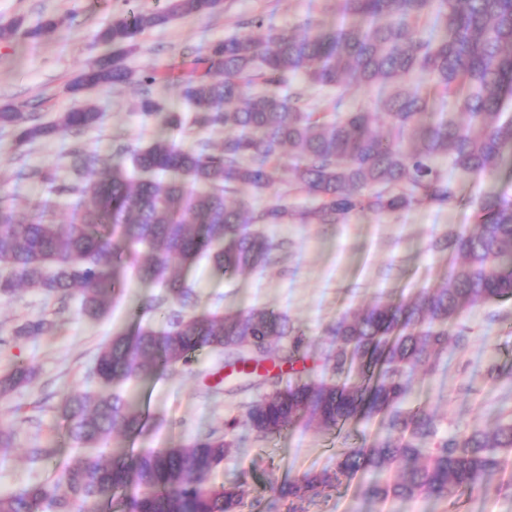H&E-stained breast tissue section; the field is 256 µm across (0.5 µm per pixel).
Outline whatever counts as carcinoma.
Listing matches in <instances>:
<instances>
[{
  "label": "carcinoma",
  "mask_w": 512,
  "mask_h": 512,
  "mask_svg": "<svg viewBox=\"0 0 512 512\" xmlns=\"http://www.w3.org/2000/svg\"><path fill=\"white\" fill-rule=\"evenodd\" d=\"M219 5L220 0H170L161 12L113 16L97 33L110 52L83 68L68 91L83 96L106 85L155 83L157 71L137 76L124 65L126 51L147 29L205 15ZM61 24L49 17L25 29L14 20L0 24V40L20 35L37 41ZM250 26L258 33L211 44L206 73L182 84L193 123L228 130L219 150L184 151L166 140L123 145L119 157L144 173L134 179L120 162L97 168L99 159L76 147L69 183L55 184L49 169L23 173L70 201L66 221L51 219L45 205L20 212L0 199V301L27 287L48 299L76 298L80 312L96 320L109 310L124 249L140 246L132 261L138 277L164 288L151 306H180L165 329L139 326L100 350L92 375L102 388L74 392L61 406L69 436L79 446L96 447L116 430H142V413L112 392L115 381L148 378L158 367L185 363L208 347L224 352L226 363L246 375L252 374L250 366H292L305 354L303 332L272 311L183 315L194 292L176 267L209 253L225 273L263 268L284 242L251 226L294 219L339 224L354 214L406 210L419 202L449 206L456 193L442 178L440 162L462 175L485 177L512 159V118L502 113L512 98V0H336L334 21L307 17L285 30L258 18ZM300 73L313 85L336 90L337 110L347 83L376 88L380 96L372 110L327 120L313 111L301 88L278 92ZM415 74L430 91L408 85ZM447 98L453 100L451 112L435 105ZM103 117L88 100L50 124L37 122L22 105L0 106V125L13 128L19 147L78 135ZM286 149L292 153L293 188L316 195V206L297 213L281 198L262 209L228 202L240 187L263 190L277 183ZM474 206L476 231H451L433 243L451 255L443 286L345 313L328 327L333 371L356 369L357 381H300L280 389L276 376L263 375L262 383L273 389L248 406L244 419L258 437L279 434L303 416L328 430L359 416H378L386 431L367 448L336 454L333 473L309 472L279 487V497L312 502L332 480L361 473L369 477L365 494L372 499L453 504L463 490L512 463V423L440 438L424 409L403 408L408 377L417 367L449 340L465 341L462 331L451 332L464 312L512 301V200L483 198ZM56 330L55 321L42 317L16 334L52 336ZM274 340L288 341L283 354L270 352ZM32 375L25 366L1 375L0 399ZM233 451L231 441L211 431L159 452L118 454L108 461L87 454L62 472L66 491L56 484L30 485L0 496V512H99L130 487L137 493L124 500L125 512H240L245 480L207 485ZM395 466L400 473L392 476Z\"/></svg>",
  "instance_id": "obj_1"
}]
</instances>
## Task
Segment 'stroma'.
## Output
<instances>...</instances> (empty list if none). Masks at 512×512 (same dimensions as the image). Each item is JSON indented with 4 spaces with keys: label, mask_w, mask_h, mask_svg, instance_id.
I'll use <instances>...</instances> for the list:
<instances>
[{
    "label": "stroma",
    "mask_w": 512,
    "mask_h": 512,
    "mask_svg": "<svg viewBox=\"0 0 512 512\" xmlns=\"http://www.w3.org/2000/svg\"><path fill=\"white\" fill-rule=\"evenodd\" d=\"M168 0H0V23L21 20L25 28L39 26L50 16L62 18L57 31L39 41H0V105L25 104L39 122L51 123L78 101L67 90L86 65L105 54L96 36L114 14L160 11ZM335 0H222L214 12L185 16L142 33L124 63L134 73L157 70L161 81L98 88L90 93L104 112L100 126L81 136L84 149L111 159L118 144L141 146L165 139L185 150L219 149L223 128L200 129L181 96L191 73L190 62L224 38L246 34L247 21L264 18L278 29L297 26L306 17H321ZM159 100L164 111L151 118L139 113L144 94ZM181 115L173 126L168 113ZM72 140L54 136L17 148L12 128L0 127V195L20 210L55 198L49 185L17 178L19 168H53L58 179L72 176ZM442 173L457 189L459 202L451 208L418 203L410 209L366 212L343 224H270L263 231L284 242L274 263L250 271L223 273L207 258L196 259L182 271L195 292L192 313L221 316L265 309L286 315L309 339L306 359L296 368H282L281 385L297 380H333L325 360L331 350L326 330L345 313L423 288H437L448 277V255L432 243L449 229H474L473 198L512 199V165H501L494 176H464L450 167ZM121 290L111 310L96 320L83 317L77 301L67 308L28 290L11 302H0V374L14 366L35 370V378L0 402V428L14 433V448L0 457V495L37 483L56 480L81 453L67 435L60 406L77 390H98L91 371L101 348L113 336L139 326L162 329L163 316H140L139 309L159 289L140 281L121 266ZM55 314L60 330L54 336H19L15 329L44 314ZM460 323L468 340L449 345L432 365L411 377V405L433 413L443 436L491 430L512 422V380L492 378L491 367L512 366V301L478 306ZM119 390L144 414L138 434H116L104 445L105 455L137 454L179 447L198 432L224 430L238 420L235 451L212 472L209 483L219 487L245 478L243 512H512V491L500 476L463 493L456 504L380 502L364 494L362 476L339 477L315 502L277 498L276 488L334 467L345 448L370 445L381 431L378 418L351 422L342 431H327L300 419L292 428L265 439L256 438L241 419L246 404L262 392L253 379L226 366L223 353L205 348L187 363L159 369L145 380L119 383ZM55 443L57 456L31 461L28 449Z\"/></svg>",
    "instance_id": "stroma-1"
}]
</instances>
